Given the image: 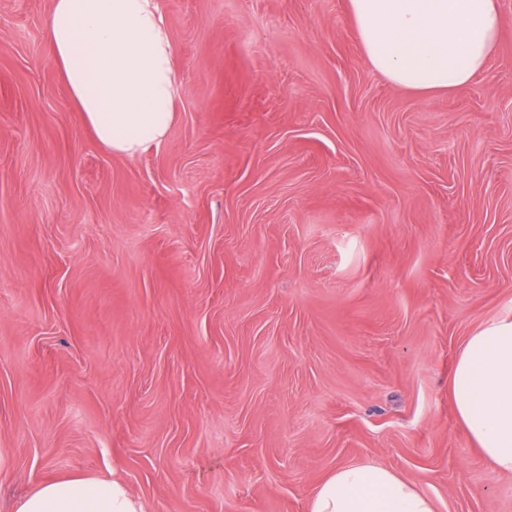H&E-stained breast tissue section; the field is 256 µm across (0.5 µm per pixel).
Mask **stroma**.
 <instances>
[{
	"label": "stroma",
	"instance_id": "stroma-1",
	"mask_svg": "<svg viewBox=\"0 0 512 512\" xmlns=\"http://www.w3.org/2000/svg\"><path fill=\"white\" fill-rule=\"evenodd\" d=\"M0 0V512L63 476L147 512H307L336 467L512 512L448 377L512 313V0L487 70L421 97L346 0H163L167 141L94 139Z\"/></svg>",
	"mask_w": 512,
	"mask_h": 512
}]
</instances>
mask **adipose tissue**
<instances>
[{
    "mask_svg": "<svg viewBox=\"0 0 512 512\" xmlns=\"http://www.w3.org/2000/svg\"><path fill=\"white\" fill-rule=\"evenodd\" d=\"M362 52L391 84L457 92L482 74L501 34L499 0H347ZM44 32L74 108L98 143L132 158L161 146L177 117L178 75L163 0H51ZM458 420L490 467L512 474V315L482 324L449 376ZM16 512H145L117 479L40 483ZM308 512H435L399 473L357 463L332 471Z\"/></svg>",
    "mask_w": 512,
    "mask_h": 512,
    "instance_id": "obj_1",
    "label": "adipose tissue"
}]
</instances>
